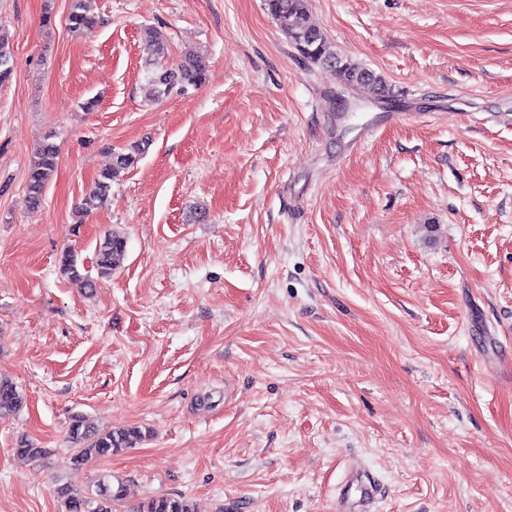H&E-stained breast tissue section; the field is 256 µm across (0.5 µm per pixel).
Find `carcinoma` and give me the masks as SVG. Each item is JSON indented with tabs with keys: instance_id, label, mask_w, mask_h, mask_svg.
<instances>
[{
	"instance_id": "cac0c4a2",
	"label": "carcinoma",
	"mask_w": 512,
	"mask_h": 512,
	"mask_svg": "<svg viewBox=\"0 0 512 512\" xmlns=\"http://www.w3.org/2000/svg\"><path fill=\"white\" fill-rule=\"evenodd\" d=\"M90 0H72L67 17L69 30L85 35L91 32L95 20L89 14ZM268 10L290 44L305 59L333 68L344 84L368 90L372 93L385 92L382 78L374 72L362 68L336 52L325 35L316 28L307 8V0H267ZM144 42L148 55L154 57L150 76L144 85V96L151 102L167 98L174 90L183 91L188 86H200L206 82L207 68L204 60L197 55L184 56L175 64L162 61L166 51L149 30L144 32ZM8 42L0 33V83L12 75V57L7 48ZM148 145L133 147L128 153L114 156L112 166L99 174L94 187L80 203V210L89 213L97 209L107 198L112 182L120 173L129 169L142 155ZM58 162V149L55 143L42 146L28 170L26 204L36 209L42 204L45 186L53 176ZM127 240L119 232L105 234L95 250L93 268L96 277L81 273L79 256L73 250H66L59 259L63 276L81 280L88 288L94 287L95 279L109 278L118 268L125 254ZM23 394L8 381L0 379V419L16 415L23 407ZM69 439L74 444L73 464L82 465L97 457H107L126 448H133L142 439L136 428L102 432L86 419L75 417L70 425ZM64 512H112V503L122 497L123 487L113 486L112 476L101 475L96 481V494L89 497L84 493L61 484L54 488ZM139 512H193L184 499L167 497L153 498Z\"/></svg>"
}]
</instances>
